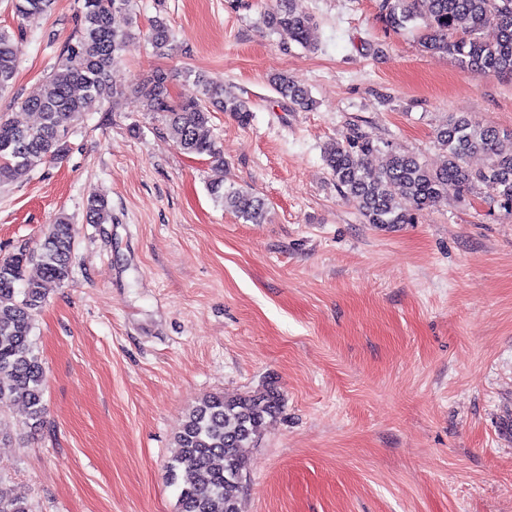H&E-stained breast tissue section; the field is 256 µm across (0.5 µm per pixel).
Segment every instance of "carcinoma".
Segmentation results:
<instances>
[{
    "mask_svg": "<svg viewBox=\"0 0 512 512\" xmlns=\"http://www.w3.org/2000/svg\"><path fill=\"white\" fill-rule=\"evenodd\" d=\"M54 0H13L16 15L36 22L48 15ZM133 0H81L79 26L66 41L54 72L36 92L21 102L26 112H38L36 126L0 120V185L15 183L34 167L67 147L69 125L82 118L94 100L117 103L123 92L110 83V73L136 39L131 30L112 25L114 14L132 9ZM381 17L389 29L414 27L425 52L449 53L462 69L477 77L512 76V0H381ZM265 26L291 42L311 44L313 22L297 12L292 0H277L263 16ZM24 31L0 30V91L15 77L19 44ZM151 44L156 54L172 50L167 24L154 20ZM172 73L157 69L136 85L144 111L158 113L177 147L188 155H205L224 166V154L211 130V113L230 112L245 124L251 118L248 101L224 90V85L198 76L192 87L173 97ZM276 93L295 110L309 111L315 101L308 90L282 73L270 79ZM444 160L438 167L423 164L414 155L390 152L373 173L365 160L378 151L369 135L352 132L342 142L328 144L322 160L338 191L352 201L366 223L380 228L410 224L414 210L433 206L476 185H483L501 205L512 208V153L500 149V132L492 126L450 115L436 133ZM481 152L488 163L478 169L467 158ZM209 194L246 222L265 221V203L253 194L224 188L215 181ZM92 224L111 219L108 200L88 201ZM74 238L69 218L60 215L49 225L35 250H22L0 260V405L21 402L33 425L43 423L47 376L35 352L32 332L45 303V289L69 279ZM35 262L36 279H25V268ZM283 409L280 393L267 387L228 398L205 396L187 414L176 435V452L165 466L166 481L178 490L177 512H241L240 494L246 461L242 449L258 440L267 424ZM0 512H32L0 478Z\"/></svg>",
    "mask_w": 512,
    "mask_h": 512,
    "instance_id": "carcinoma-1",
    "label": "carcinoma"
}]
</instances>
